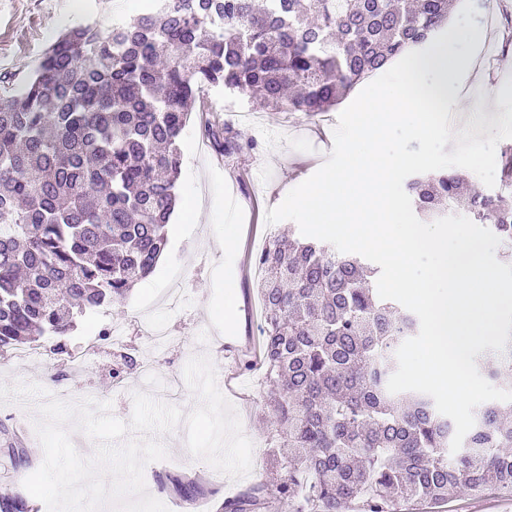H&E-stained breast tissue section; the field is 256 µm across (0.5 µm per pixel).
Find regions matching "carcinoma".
I'll list each match as a JSON object with an SVG mask.
<instances>
[{
  "instance_id": "1",
  "label": "carcinoma",
  "mask_w": 512,
  "mask_h": 512,
  "mask_svg": "<svg viewBox=\"0 0 512 512\" xmlns=\"http://www.w3.org/2000/svg\"><path fill=\"white\" fill-rule=\"evenodd\" d=\"M453 0H149L129 23L66 29L38 68L0 78V352L65 348L78 321L122 300L168 244L180 138L199 93L224 86L260 109L315 116L448 20ZM224 155L254 144L216 121ZM494 194L455 170L407 182L420 220L492 225L512 261V165ZM265 403L282 450L222 512H422L459 495L512 496V402H486L455 453V426L421 393L391 394L395 352L418 317L378 296V270L306 236L255 256ZM512 390V338L476 357ZM194 500L203 482L163 476ZM0 512H34L0 495Z\"/></svg>"
}]
</instances>
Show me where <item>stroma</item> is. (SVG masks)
I'll list each match as a JSON object with an SVG mask.
<instances>
[{"label":"stroma","instance_id":"35a3bbf8","mask_svg":"<svg viewBox=\"0 0 512 512\" xmlns=\"http://www.w3.org/2000/svg\"><path fill=\"white\" fill-rule=\"evenodd\" d=\"M145 3L0 0V74L24 77L37 67L48 46L65 28L87 22L105 28L127 22ZM473 5L469 18L475 25L474 36L479 42L489 41L495 46L492 56L479 59L484 79L473 98L496 99L504 85L512 81V0H473ZM240 112L254 114V124L238 123L236 115ZM340 113L337 107L312 117L300 112L261 110L223 87L209 88L203 109L193 111L180 141L178 199L199 206V221L184 224L179 214H172L171 221L180 230L169 235L167 249L154 273L136 285L126 299L85 318L67 339L68 348L84 346L105 326L122 321L128 325L127 347L138 348L142 345V324L166 327L173 342L160 377L163 400L186 412L198 403L184 379L186 362L195 355L208 356L212 361L217 385L235 407L243 432L254 445L252 469L235 481L192 457L185 444L186 427L178 425L160 437L167 450L166 459L149 463L144 469L148 492L165 505L178 500L177 495L160 487L159 480L167 473L202 476L220 501L257 480L281 474L266 445L271 425L263 413L266 391L260 377L239 375L238 357L235 352L225 351L224 345L241 336H262L255 278L244 271L243 264L254 259L270 237L291 228L288 220L266 224L265 214L327 159ZM216 115L242 140L254 142V149L232 156L216 153L204 135L206 123ZM177 283L183 295L171 308L167 295ZM120 365L119 353L104 342L99 343L89 366L74 376L62 355L39 362L0 353V383H36L67 401L82 393L111 403L113 415L126 422L133 412V392L149 393L153 386L136 371L123 384H116L112 371ZM42 402L38 396L28 401L14 398L0 405V493L17 487V474L3 452L6 443L23 448L34 466L43 462V450L33 428Z\"/></svg>","mask_w":512,"mask_h":512}]
</instances>
